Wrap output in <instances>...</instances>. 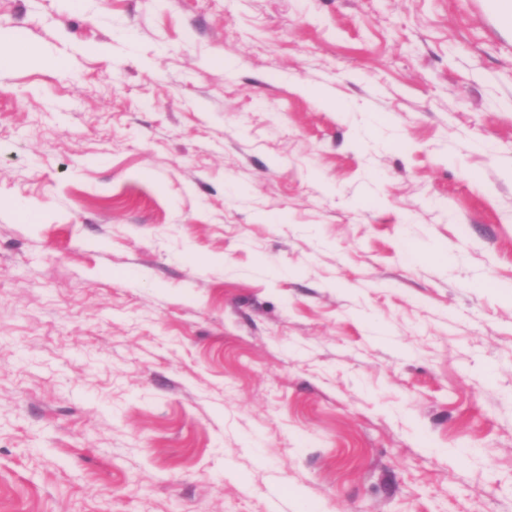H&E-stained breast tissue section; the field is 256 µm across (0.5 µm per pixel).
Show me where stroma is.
<instances>
[{
  "mask_svg": "<svg viewBox=\"0 0 512 512\" xmlns=\"http://www.w3.org/2000/svg\"><path fill=\"white\" fill-rule=\"evenodd\" d=\"M18 41L0 512H512L487 0H0Z\"/></svg>",
  "mask_w": 512,
  "mask_h": 512,
  "instance_id": "1",
  "label": "stroma"
}]
</instances>
